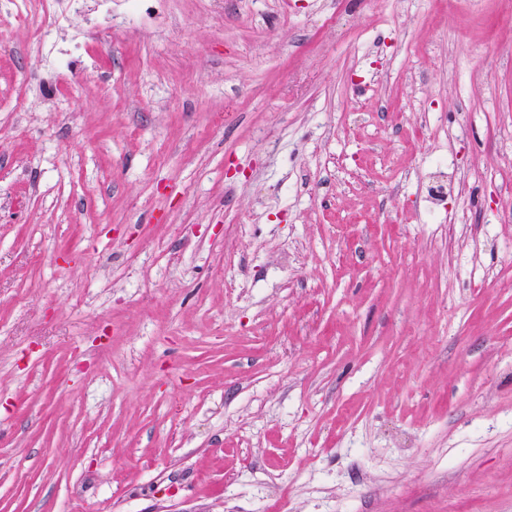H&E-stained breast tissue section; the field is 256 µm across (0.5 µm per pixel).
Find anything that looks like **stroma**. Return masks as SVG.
I'll return each mask as SVG.
<instances>
[{
  "mask_svg": "<svg viewBox=\"0 0 512 512\" xmlns=\"http://www.w3.org/2000/svg\"><path fill=\"white\" fill-rule=\"evenodd\" d=\"M96 2L0 0V512H512V0ZM43 12V25L38 38L43 43L54 42L61 24L77 13L81 0H37Z\"/></svg>",
  "mask_w": 512,
  "mask_h": 512,
  "instance_id": "stroma-1",
  "label": "stroma"
}]
</instances>
